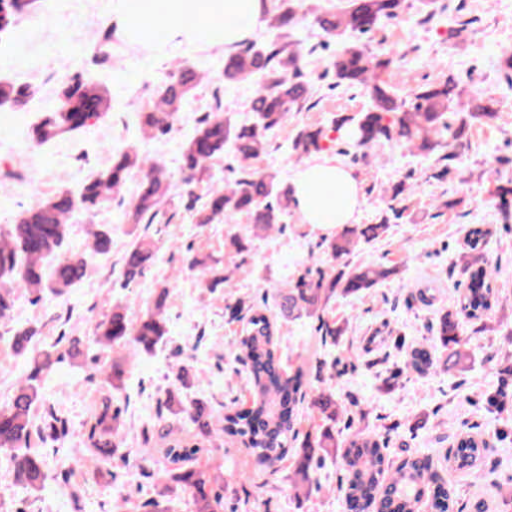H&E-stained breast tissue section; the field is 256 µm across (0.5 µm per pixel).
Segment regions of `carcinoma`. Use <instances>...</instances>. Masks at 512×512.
I'll return each mask as SVG.
<instances>
[{
	"label": "carcinoma",
	"instance_id": "obj_1",
	"mask_svg": "<svg viewBox=\"0 0 512 512\" xmlns=\"http://www.w3.org/2000/svg\"><path fill=\"white\" fill-rule=\"evenodd\" d=\"M403 0H341L336 10L318 13L314 23L327 40L345 32L366 35L381 21L397 18ZM310 12L301 0H280L274 7L270 28L277 39L268 43L249 45L224 57V83L232 84L249 79L254 84L250 111L255 120L249 125L236 126L216 113L201 121L195 137L182 156L183 172L203 174L206 163L224 154L232 145L235 160L248 164L266 151L267 132L280 126L290 112H299L309 99V86L303 78V56L288 41V32L306 21ZM396 62L388 53L375 55L365 45L351 41L337 49L327 60V72L333 74L338 86H357L365 91L369 107L352 117L336 121V130L349 128L350 145L366 151L377 145L396 144L416 156L432 157L444 162L443 172L449 173L459 159L470 136L471 121L489 122L496 117L493 105L483 96L467 89L454 75L438 83L417 87L405 97L393 92L385 73ZM196 70L186 68L172 74L158 88L155 101L139 108L145 130L151 134L167 130L170 118L181 111L187 97L202 82ZM27 93L9 83L0 82V106L16 109L25 102ZM58 106L45 113L33 128V140L46 143L69 134L98 116L108 106L105 92L80 81L63 85L56 92ZM326 133L321 128L304 127L292 140L291 150L303 160L324 149ZM148 168L143 176L132 221L152 223L168 196L171 182L162 169L148 159L128 152L113 156L112 166L87 183L80 202L96 206L112 199L126 183L131 170ZM493 195L504 224L512 222V181L495 187ZM73 198L61 192L25 211L16 223L0 231V319L11 313L15 294L24 288L32 293L49 291L60 296L63 289L82 279L86 273V258L68 248L65 223L73 210ZM291 205V190L269 172L242 168V175L222 188L212 189L202 209L198 223L210 224L218 216L245 214L254 227L267 231L281 221ZM385 230L383 224L365 227H346L326 245L328 257L340 262L351 253L354 239L370 243ZM488 231L480 226L469 230L466 248L461 258L460 273L465 292L450 310L440 312L436 336L448 349V369H461L468 360L462 349V323L467 319L478 323L496 303L490 288L492 271L483 254ZM112 239L105 229L92 233L91 249L97 254L110 251ZM153 243L138 237L124 257L126 279L140 277L153 259ZM395 273L393 268L377 269L359 266L350 271L339 270L335 276L326 275L322 268H308L297 279L288 282L279 306L288 315L316 314L335 294L357 295L369 290ZM171 298L168 286L155 293L149 312L133 326L118 307L96 326V343L112 349L133 342L144 350L156 346L165 336L162 314ZM236 320L246 321L241 336L234 340L235 349L245 365L244 388L250 397L247 408L224 406V434L239 440L245 448L269 462L273 468L284 459L293 458L294 483L297 489L310 490L311 473L329 448H340L345 471L346 497L352 512H362L371 505L376 512H418L420 490L440 480L427 458L410 455L395 464L386 455L385 444L361 432L336 441L333 428L326 427L318 435L300 436L297 429L300 406L309 386L307 373L298 369L288 373L282 369L278 352L277 328L266 309L243 299L230 308ZM32 328L18 330L12 337V349L24 354L35 337ZM405 348L400 371L427 374L434 369L430 350L421 345ZM53 361L49 358L27 371L11 399L0 405V452L10 454L12 474L16 481L36 489L46 479V459L24 444L32 431L35 407L44 399L43 378ZM512 386V365L500 372V388L490 398L488 406L501 411L505 408ZM314 407L323 419L334 422L338 414L336 396L321 391ZM163 408L174 415L187 414L195 426L196 435L207 439L213 432L211 415L202 404L191 409L168 396ZM121 410L104 403L95 412L88 430L90 446L100 456H108L120 447ZM486 451L485 442L472 434H459L452 455L453 464L468 472L473 482L483 479L477 460ZM166 453L178 467L163 471L158 480L168 492H189L192 512H224V474L197 463L185 466L198 448L180 446ZM456 501L446 492L430 499L431 512H455Z\"/></svg>",
	"mask_w": 512,
	"mask_h": 512
}]
</instances>
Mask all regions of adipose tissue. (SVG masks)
Segmentation results:
<instances>
[{"label": "adipose tissue", "mask_w": 512, "mask_h": 512, "mask_svg": "<svg viewBox=\"0 0 512 512\" xmlns=\"http://www.w3.org/2000/svg\"><path fill=\"white\" fill-rule=\"evenodd\" d=\"M119 7L116 20L126 41L151 43L164 32L172 47L191 49L200 42L225 51L263 27L268 0H132ZM292 205L306 224H347L361 204L356 175L334 159L301 167L292 183Z\"/></svg>", "instance_id": "adipose-tissue-1"}]
</instances>
